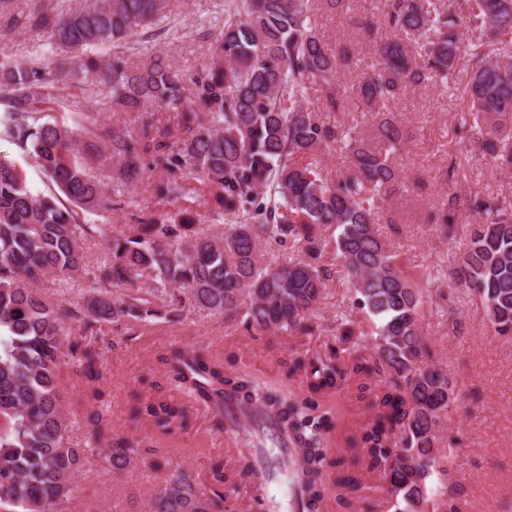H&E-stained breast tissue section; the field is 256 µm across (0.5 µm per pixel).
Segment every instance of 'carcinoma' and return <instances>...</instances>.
<instances>
[{
  "label": "carcinoma",
  "mask_w": 512,
  "mask_h": 512,
  "mask_svg": "<svg viewBox=\"0 0 512 512\" xmlns=\"http://www.w3.org/2000/svg\"><path fill=\"white\" fill-rule=\"evenodd\" d=\"M319 0H231L224 31L211 43L214 62L191 74L158 54L134 65L107 63L101 56L81 66V98L108 108L138 112L148 105L179 112V132L167 126L141 132L114 131L97 138L96 118L70 106L68 120L49 121L71 68L38 60L0 61V103L4 132L31 155L55 188L35 194L22 170L0 162V504L18 512H67L80 498L75 477L95 462L119 473L137 463L163 470L156 449L141 441H112L103 426L105 408L88 415L85 438L68 439L75 425L65 412L58 381L63 357L89 378H98L101 354L93 339L101 327L119 321L152 323L196 312L242 317L258 333L305 336L306 317L318 307L328 270L319 265L321 231H336V250L354 282L355 305L378 320L371 353L358 355L351 369L315 358L302 367L313 389L333 392L350 376L376 410L351 451L364 469L384 481L378 506L390 512H429L435 504L429 479L440 465L439 427L458 401L447 373L419 368L426 347L421 337L423 290L403 270L378 233L377 204L396 182L389 152L371 147L355 131L319 122L309 107L308 80L326 84L337 104L336 55L314 29ZM390 28L413 37L384 43L366 67L357 93L379 117L388 148L402 133L386 116L391 102L421 85L446 90L465 83L473 124L465 133L482 136L484 150L512 166V0H385ZM165 0H94L65 14L30 15L21 24L50 34L62 50L100 51L124 42L134 51L145 27ZM465 55L470 72L460 75ZM155 132H150V129ZM345 149L349 165L329 180L297 158L324 147ZM159 173L160 200L185 197L189 180L216 189L210 212L232 223L221 236L198 228L183 212L148 211L121 231L88 224L120 207L133 187ZM469 210V246L456 270L458 280L479 299L500 336L512 335V210L497 199L476 196ZM456 198L442 204L439 224L459 220ZM298 246L300 260L274 267L258 261L260 238ZM102 242L83 304L64 306L47 296L42 283L62 276L76 283L87 276L84 244ZM149 273L142 295L133 281ZM125 285L131 289L114 295ZM79 322L78 334L67 324ZM338 340L354 344L347 315L336 316ZM168 378L201 398L216 417L230 423L241 415L265 418L282 443L296 446L297 461L268 460L262 452L231 480L211 469L207 486L174 474L157 484L150 512H224L242 483L261 487L284 477L299 512H319L328 468L346 459L330 457L323 419L313 402L268 388L247 377H227L223 363L186 352L165 358ZM167 433L185 412L171 400L147 398L135 409ZM337 505L350 512L363 499L365 484L355 472H341Z\"/></svg>",
  "instance_id": "1"
}]
</instances>
